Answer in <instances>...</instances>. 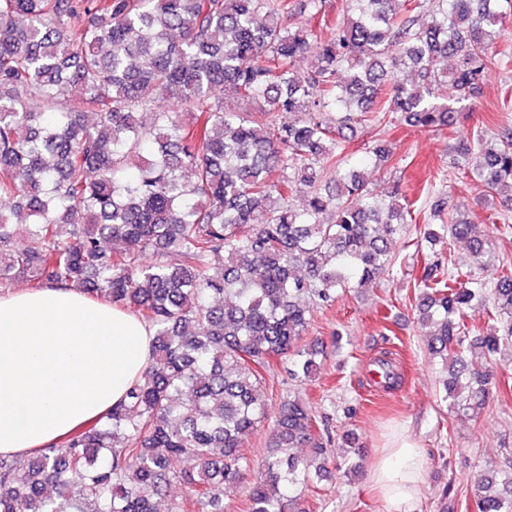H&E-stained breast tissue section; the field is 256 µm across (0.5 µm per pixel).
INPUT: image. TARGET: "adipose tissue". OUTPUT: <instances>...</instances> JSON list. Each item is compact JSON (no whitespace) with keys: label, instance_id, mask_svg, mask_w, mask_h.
<instances>
[{"label":"adipose tissue","instance_id":"adipose-tissue-1","mask_svg":"<svg viewBox=\"0 0 512 512\" xmlns=\"http://www.w3.org/2000/svg\"><path fill=\"white\" fill-rule=\"evenodd\" d=\"M152 328L74 289L0 297V456H29L124 401L152 362ZM427 456L410 436L383 448L371 477L386 512H411Z\"/></svg>","mask_w":512,"mask_h":512}]
</instances>
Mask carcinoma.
Returning <instances> with one entry per match:
<instances>
[{
    "instance_id": "1",
    "label": "carcinoma",
    "mask_w": 512,
    "mask_h": 512,
    "mask_svg": "<svg viewBox=\"0 0 512 512\" xmlns=\"http://www.w3.org/2000/svg\"><path fill=\"white\" fill-rule=\"evenodd\" d=\"M346 2L333 20L319 0H0V290L76 288L154 329L153 363L127 401L32 457H0V512H157L175 485L184 495L168 512H221L268 420L270 361L292 356L309 380L313 307L390 270L392 242L420 211L369 189L392 158L386 141L355 164L344 131L453 129L459 104L509 58L497 39L512 0ZM297 10L310 23L293 28ZM408 68L418 81L399 80ZM160 97L170 110H155ZM455 152L512 228V140L484 126ZM23 214L29 246L13 250ZM422 224L414 297L427 346L451 368L448 411L476 418L490 373L468 356L512 350V264L489 284L434 252L448 236L487 256L479 225L444 195ZM474 306L483 333L465 319ZM270 435L248 512H302L294 492L326 473L329 429L294 396ZM495 481L478 479L476 512H512V474L497 495Z\"/></svg>"
}]
</instances>
